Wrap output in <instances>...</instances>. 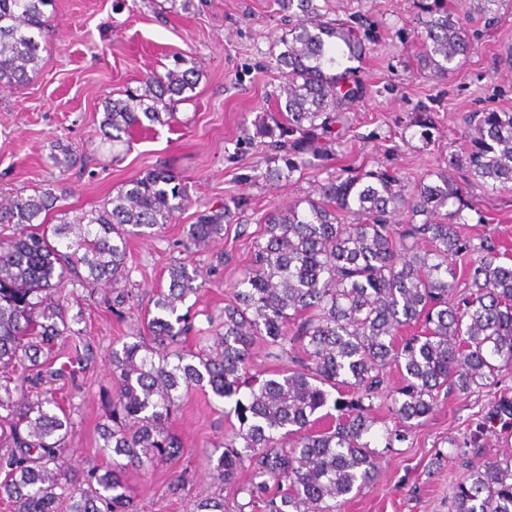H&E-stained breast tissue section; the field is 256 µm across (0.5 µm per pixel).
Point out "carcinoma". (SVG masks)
<instances>
[{
    "label": "carcinoma",
    "instance_id": "carcinoma-1",
    "mask_svg": "<svg viewBox=\"0 0 512 512\" xmlns=\"http://www.w3.org/2000/svg\"><path fill=\"white\" fill-rule=\"evenodd\" d=\"M51 2L0 0L1 84H21L39 65ZM277 5L297 21L280 39L276 112L252 139L313 154L315 140L358 94L349 82L362 45L353 27L324 20L317 0ZM470 47L460 17L442 13L424 22L420 54L433 72L459 65ZM184 63L177 56V68L146 76L124 99H106V139L173 118L196 84L195 67L178 69ZM471 123L470 174L493 191L511 186L512 112L476 113ZM435 177L411 187L382 171L338 175L317 196L266 213L252 263L224 305L222 331L202 352L174 348L191 328L179 307L202 284L189 259L171 263L144 335L110 353L116 383L99 436L112 464L78 478L62 461L70 414L45 388L59 375L51 369L59 343L84 359L82 329L73 328L83 316L69 315L59 289L128 280L129 238L154 234L185 209L187 187L168 168H155L101 208L62 224L44 216L58 209L63 188L1 201L0 368L18 372L32 398L16 400L10 383H0V428L9 444L0 455V502L10 512H134L126 473L180 453L170 414L186 393L208 388L233 404L238 421L216 459L218 475L231 485L251 473L237 488L247 497L238 512H337L377 478L373 399L382 397L412 428L432 413L444 385L490 387L512 368V256L461 233L463 211L473 206L450 174ZM402 208L408 224L397 232L388 216ZM233 222L227 204L202 212L186 230L184 251L223 236ZM461 279L467 292L456 299ZM258 340L291 365L260 378L252 353ZM393 369L401 385L384 393ZM452 502L454 512H512V455L469 463L452 486ZM193 512H224L223 494L202 499Z\"/></svg>",
    "mask_w": 512,
    "mask_h": 512
}]
</instances>
